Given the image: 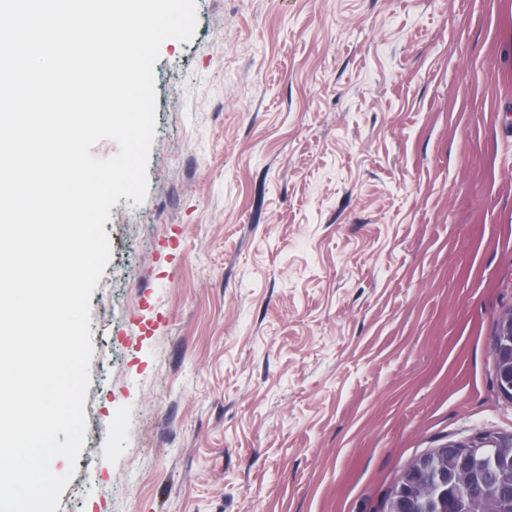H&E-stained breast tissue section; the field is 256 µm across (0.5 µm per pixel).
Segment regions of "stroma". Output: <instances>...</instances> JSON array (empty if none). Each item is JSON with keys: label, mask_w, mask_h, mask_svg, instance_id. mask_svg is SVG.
<instances>
[{"label": "stroma", "mask_w": 512, "mask_h": 512, "mask_svg": "<svg viewBox=\"0 0 512 512\" xmlns=\"http://www.w3.org/2000/svg\"><path fill=\"white\" fill-rule=\"evenodd\" d=\"M154 75L57 512H382L512 434V0H197Z\"/></svg>", "instance_id": "1"}]
</instances>
